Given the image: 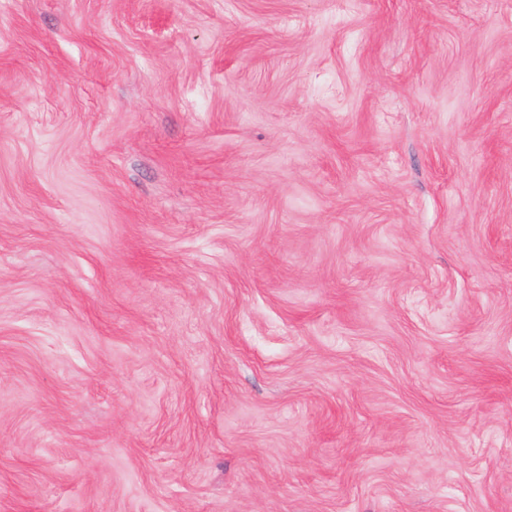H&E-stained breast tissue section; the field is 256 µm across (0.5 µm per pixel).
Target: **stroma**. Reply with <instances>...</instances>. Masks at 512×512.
<instances>
[{"instance_id":"1","label":"stroma","mask_w":512,"mask_h":512,"mask_svg":"<svg viewBox=\"0 0 512 512\" xmlns=\"http://www.w3.org/2000/svg\"><path fill=\"white\" fill-rule=\"evenodd\" d=\"M0 512H512V0H0Z\"/></svg>"}]
</instances>
